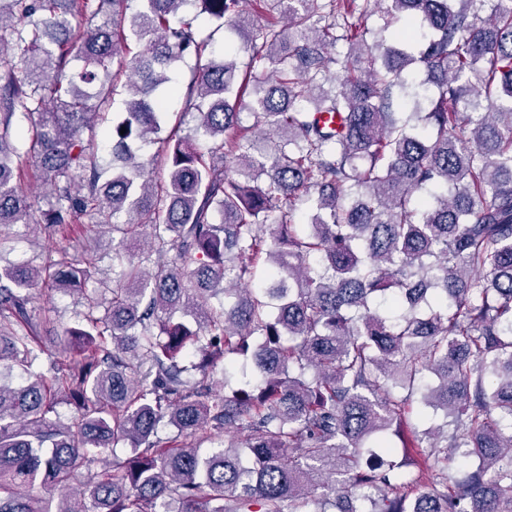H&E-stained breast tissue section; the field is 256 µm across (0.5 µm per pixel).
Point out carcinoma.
<instances>
[{"mask_svg": "<svg viewBox=\"0 0 512 512\" xmlns=\"http://www.w3.org/2000/svg\"><path fill=\"white\" fill-rule=\"evenodd\" d=\"M245 2L0 6V249L86 222L113 271L93 285L98 255L65 247L0 264V512H512V0H364L403 19L395 45L345 0H264L247 69L208 62L195 128L164 127L201 20ZM339 40L364 66L338 83ZM38 289L79 319L37 314ZM362 3V0H355V3L351 5L352 15L349 20L357 25V27H361V29H369L371 33L367 34V40L369 43L372 42L373 34L379 26L383 25V20L380 16L381 7H386V5L380 6V8L374 9L371 14H363L359 10V5ZM76 301V296L61 300L57 294L45 293L35 300L34 306L37 312L51 309L52 318L56 319L61 326H66L73 324L77 320L79 311L82 310Z\"/></svg>", "mask_w": 512, "mask_h": 512, "instance_id": "carcinoma-1", "label": "carcinoma"}]
</instances>
